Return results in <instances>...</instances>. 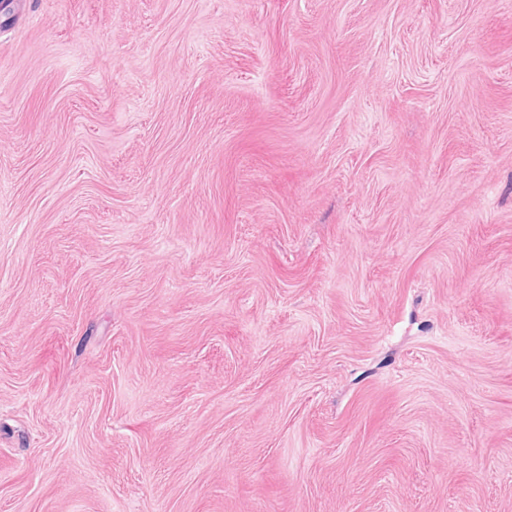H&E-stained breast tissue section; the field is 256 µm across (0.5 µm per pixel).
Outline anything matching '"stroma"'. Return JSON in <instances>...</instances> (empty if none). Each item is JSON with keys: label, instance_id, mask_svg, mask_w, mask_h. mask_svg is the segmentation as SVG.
Masks as SVG:
<instances>
[{"label": "stroma", "instance_id": "stroma-1", "mask_svg": "<svg viewBox=\"0 0 512 512\" xmlns=\"http://www.w3.org/2000/svg\"><path fill=\"white\" fill-rule=\"evenodd\" d=\"M0 512H512V0H9Z\"/></svg>", "mask_w": 512, "mask_h": 512}]
</instances>
